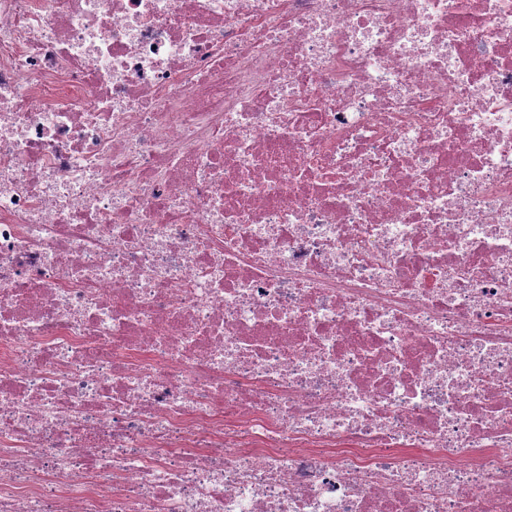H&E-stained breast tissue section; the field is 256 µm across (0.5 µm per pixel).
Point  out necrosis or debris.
<instances>
[{
	"label": "necrosis or debris",
	"mask_w": 512,
	"mask_h": 512,
	"mask_svg": "<svg viewBox=\"0 0 512 512\" xmlns=\"http://www.w3.org/2000/svg\"><path fill=\"white\" fill-rule=\"evenodd\" d=\"M0 512H512V0H0Z\"/></svg>",
	"instance_id": "obj_1"
}]
</instances>
